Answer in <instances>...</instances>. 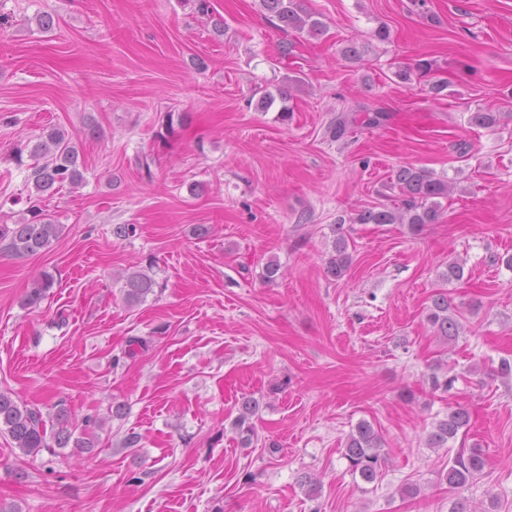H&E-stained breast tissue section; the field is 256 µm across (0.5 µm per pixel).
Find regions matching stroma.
<instances>
[{
  "mask_svg": "<svg viewBox=\"0 0 512 512\" xmlns=\"http://www.w3.org/2000/svg\"><path fill=\"white\" fill-rule=\"evenodd\" d=\"M210 2L209 21L182 0H0V224L29 207L17 146L61 127L84 159L82 186L40 201L59 239L34 257L0 254V389L39 407L51 433L61 409L73 436L103 423L94 448L34 458L0 433V506L449 512L461 500L512 512V376L499 371L512 361V0H304L329 31L290 57L291 32L259 0ZM352 42L369 44L363 59L343 56ZM421 58L447 79L441 97L395 78ZM288 78L292 117L259 111ZM365 108L390 119L332 138L337 116ZM477 111L505 118L476 127ZM403 165L455 182L438 223L417 235L348 223L397 196ZM116 224L136 231L116 239ZM339 227L353 258L341 280L325 271ZM455 259L464 278L444 281ZM147 268L159 289L128 305L117 274ZM46 275L53 287L25 305ZM442 288L460 322L447 343L425 320ZM435 374L454 375L452 389L433 390ZM246 397L259 403L248 445L233 426ZM456 407L487 465L453 489L441 473L460 444L426 439ZM362 421L387 458L372 483L344 456Z\"/></svg>",
  "mask_w": 512,
  "mask_h": 512,
  "instance_id": "35a3bbf8",
  "label": "stroma"
}]
</instances>
